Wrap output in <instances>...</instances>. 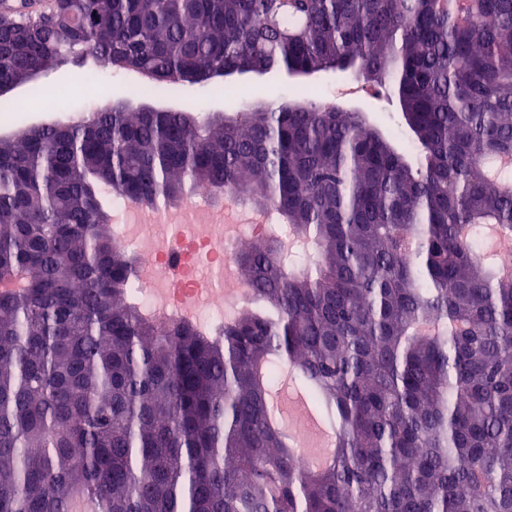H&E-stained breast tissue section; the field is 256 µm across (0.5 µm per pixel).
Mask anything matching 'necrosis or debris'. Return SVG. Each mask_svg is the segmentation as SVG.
I'll return each instance as SVG.
<instances>
[{
	"mask_svg": "<svg viewBox=\"0 0 512 512\" xmlns=\"http://www.w3.org/2000/svg\"><path fill=\"white\" fill-rule=\"evenodd\" d=\"M210 197V188L201 185L179 209L164 207V223L112 227L115 245L133 248L140 259L134 300L141 313L157 324L179 319L212 331L229 318L228 299L241 304L250 296L234 264V250L243 240L240 225L194 224L186 219L191 202ZM174 253L181 259V276L172 281L166 268ZM213 273L223 278V288L212 287L209 276Z\"/></svg>",
	"mask_w": 512,
	"mask_h": 512,
	"instance_id": "obj_1",
	"label": "necrosis or debris"
}]
</instances>
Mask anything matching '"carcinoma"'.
Here are the masks:
<instances>
[{"label": "carcinoma", "instance_id": "carcinoma-1", "mask_svg": "<svg viewBox=\"0 0 512 512\" xmlns=\"http://www.w3.org/2000/svg\"><path fill=\"white\" fill-rule=\"evenodd\" d=\"M214 84L336 70L389 85L416 152L299 95L234 116L115 101L0 136V512H512V0H59L0 17V84L63 58ZM286 219L245 246L255 309L144 318L112 196L198 184ZM420 322L437 333L418 336ZM295 367L338 426L305 466L271 423Z\"/></svg>", "mask_w": 512, "mask_h": 512}]
</instances>
